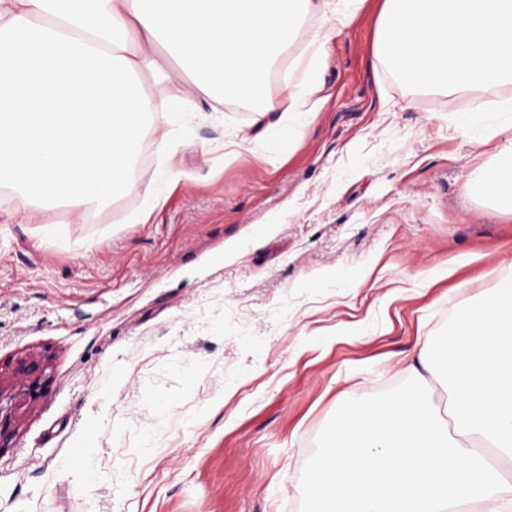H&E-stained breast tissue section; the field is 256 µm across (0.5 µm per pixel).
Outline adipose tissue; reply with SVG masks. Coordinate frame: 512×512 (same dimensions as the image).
Listing matches in <instances>:
<instances>
[{
    "instance_id": "1",
    "label": "adipose tissue",
    "mask_w": 512,
    "mask_h": 512,
    "mask_svg": "<svg viewBox=\"0 0 512 512\" xmlns=\"http://www.w3.org/2000/svg\"><path fill=\"white\" fill-rule=\"evenodd\" d=\"M365 0H0V185L13 188L12 216L37 202L73 208L137 184L129 171L148 117H155L158 182L175 179L168 126L184 98L221 93L260 100L295 138L321 109V87L289 86L285 101L263 81L301 28L321 11L349 25ZM175 60L161 69L155 48ZM156 76L147 89L143 75ZM180 86V94L169 91ZM512 216V138L470 182Z\"/></svg>"
}]
</instances>
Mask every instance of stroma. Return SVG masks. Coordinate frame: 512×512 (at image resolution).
Returning a JSON list of instances; mask_svg holds the SVG:
<instances>
[{"label":"stroma","instance_id":"obj_1","mask_svg":"<svg viewBox=\"0 0 512 512\" xmlns=\"http://www.w3.org/2000/svg\"><path fill=\"white\" fill-rule=\"evenodd\" d=\"M382 3L320 51L326 100L297 139L257 102L191 98L160 208L149 131L137 189L85 212L13 224L0 187V512H300L346 392L409 379L422 337L512 276V218L468 185L502 140L457 128L464 107L512 108V84L406 88L375 56ZM323 26L304 17L266 98L303 78ZM29 356L33 399L14 374ZM88 433L95 477L76 481Z\"/></svg>","mask_w":512,"mask_h":512}]
</instances>
